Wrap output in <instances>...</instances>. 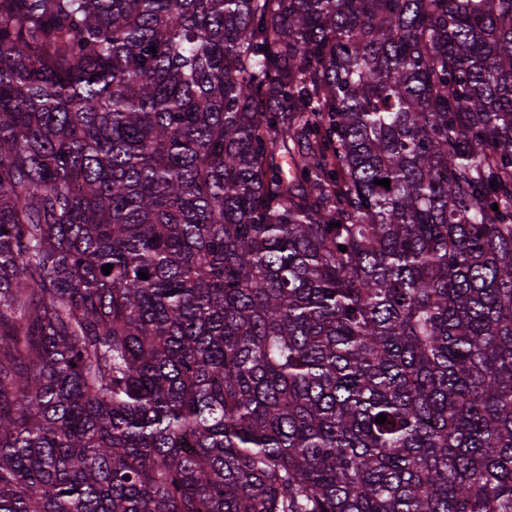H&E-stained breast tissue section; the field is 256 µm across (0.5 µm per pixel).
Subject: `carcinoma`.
Listing matches in <instances>:
<instances>
[{
  "label": "carcinoma",
  "instance_id": "cac0c4a2",
  "mask_svg": "<svg viewBox=\"0 0 512 512\" xmlns=\"http://www.w3.org/2000/svg\"><path fill=\"white\" fill-rule=\"evenodd\" d=\"M0 512H512V0H0Z\"/></svg>",
  "mask_w": 512,
  "mask_h": 512
}]
</instances>
